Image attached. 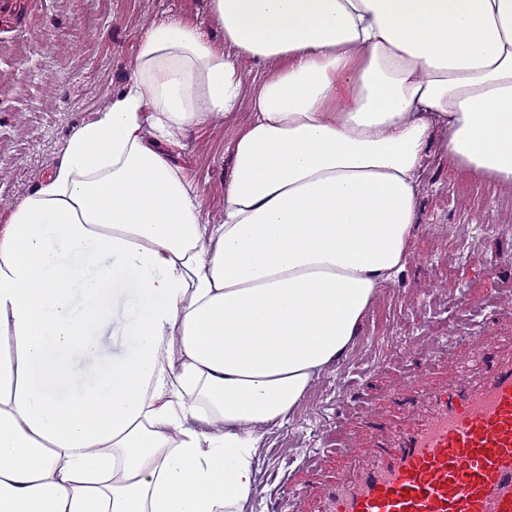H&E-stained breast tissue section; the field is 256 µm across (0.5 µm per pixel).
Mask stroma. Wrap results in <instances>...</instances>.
<instances>
[{"instance_id": "1", "label": "stroma", "mask_w": 512, "mask_h": 512, "mask_svg": "<svg viewBox=\"0 0 512 512\" xmlns=\"http://www.w3.org/2000/svg\"><path fill=\"white\" fill-rule=\"evenodd\" d=\"M206 11L207 0H37L21 25L0 29V225L60 162L72 133L125 87L143 29L170 12L204 22ZM202 33L224 40L205 22ZM246 121L241 111L190 129L169 150L214 224L224 219L230 145ZM442 142L435 134L426 150L405 268L382 288L356 347L270 435L256 512H317L304 487L345 473L350 457L336 430L373 445L370 416L351 422L347 409L367 400L379 417H402L413 393L402 384L409 357L429 365L430 385L453 379L481 337L512 347V310L495 307L498 289L512 286V188L449 169ZM309 452L320 471L304 468Z\"/></svg>"}]
</instances>
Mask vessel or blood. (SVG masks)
<instances>
[{"mask_svg": "<svg viewBox=\"0 0 512 512\" xmlns=\"http://www.w3.org/2000/svg\"><path fill=\"white\" fill-rule=\"evenodd\" d=\"M322 484L324 512H512V353L478 348L453 384L434 390L410 428Z\"/></svg>", "mask_w": 512, "mask_h": 512, "instance_id": "vessel-or-blood-1", "label": "vessel or blood"}]
</instances>
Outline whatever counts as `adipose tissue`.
<instances>
[{"label":"adipose tissue","mask_w":512,"mask_h":512,"mask_svg":"<svg viewBox=\"0 0 512 512\" xmlns=\"http://www.w3.org/2000/svg\"><path fill=\"white\" fill-rule=\"evenodd\" d=\"M0 225V512H254L268 437L405 267L434 130L512 187V0H208ZM277 63L245 89L237 61ZM249 112L210 223L168 147ZM133 299L126 345L105 329Z\"/></svg>","instance_id":"ef3b65f1"}]
</instances>
